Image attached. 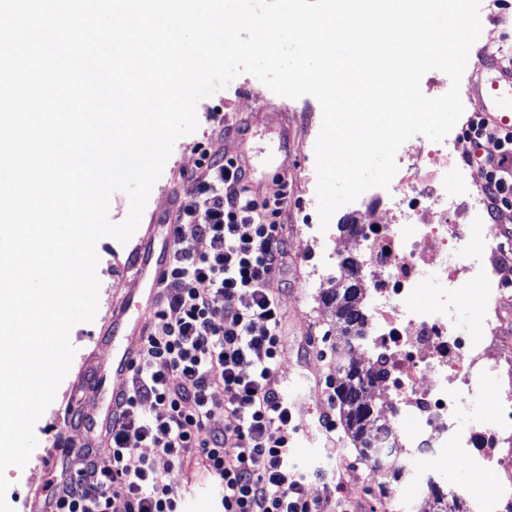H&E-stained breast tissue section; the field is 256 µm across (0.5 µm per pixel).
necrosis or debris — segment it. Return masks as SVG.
<instances>
[{
    "label": "necrosis or debris",
    "instance_id": "obj_1",
    "mask_svg": "<svg viewBox=\"0 0 512 512\" xmlns=\"http://www.w3.org/2000/svg\"><path fill=\"white\" fill-rule=\"evenodd\" d=\"M461 153L456 138L411 137L388 190L364 192L341 218L365 288V338L348 356L361 369L386 370L387 442L417 459L387 512H414L435 492L448 512H512V241L489 223L483 193L459 185ZM461 308L472 314L465 331ZM488 378L496 383L488 412L462 426ZM448 446L493 494L447 482L440 452Z\"/></svg>",
    "mask_w": 512,
    "mask_h": 512
}]
</instances>
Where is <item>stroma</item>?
<instances>
[{"label": "stroma", "instance_id": "35a3bbf8", "mask_svg": "<svg viewBox=\"0 0 512 512\" xmlns=\"http://www.w3.org/2000/svg\"><path fill=\"white\" fill-rule=\"evenodd\" d=\"M271 95L255 76L243 73L201 100L197 105L198 128L175 142L135 233L124 244L111 237L98 241V311L92 322L77 324L70 331L76 353L54 401L35 425L37 445L27 465L6 472L10 482L6 501L14 512H40L39 495L49 479L41 468L42 457L56 455L61 443L80 444L86 439L79 421H66L65 415L83 382L110 368L112 339L104 335L103 329L121 308L130 287L125 276L129 256L146 234L163 242V224L169 211L165 192L174 190L181 198L193 194L194 186L182 170L201 144L215 155L236 158L248 173L258 198L274 196L281 180L289 182L281 228L288 251V270L280 293L285 314V358L277 379L303 404L292 459L301 467L324 471V479L311 481L306 488L310 497L319 500L321 512H379V501L385 499L395 482L391 473L373 472L359 459L339 422V410L328 397L327 383L335 375L342 352L337 348L338 338L327 333L333 309L320 301L317 289L307 282L308 271L325 257L298 234L300 225L318 218L316 207L309 204L307 188L317 178L315 143L322 124L321 106L315 98L303 96L284 97L279 105L257 108V98ZM215 111L223 112L224 122L230 127L228 134H215L209 118ZM326 414L336 422L329 433L319 424Z\"/></svg>", "mask_w": 512, "mask_h": 512}]
</instances>
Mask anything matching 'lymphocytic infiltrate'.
Masks as SVG:
<instances>
[{"label": "lymphocytic infiltrate", "instance_id": "obj_1", "mask_svg": "<svg viewBox=\"0 0 512 512\" xmlns=\"http://www.w3.org/2000/svg\"><path fill=\"white\" fill-rule=\"evenodd\" d=\"M463 133L478 152L491 212L511 213L512 134L478 116ZM183 174L196 192L176 206L160 308L112 415L110 464L98 466L90 442L62 449L80 466L69 476L55 468L42 495L47 512H113L118 501L123 512H186L172 470L191 459L217 490L215 512H319L306 492L314 472L291 461L301 407L276 379L288 194L257 200L236 159L201 150ZM200 240L206 249L197 248ZM221 412L234 424L212 427ZM141 444L167 459V471L147 457L130 466Z\"/></svg>", "mask_w": 512, "mask_h": 512}]
</instances>
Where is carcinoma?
Wrapping results in <instances>:
<instances>
[{
  "mask_svg": "<svg viewBox=\"0 0 512 512\" xmlns=\"http://www.w3.org/2000/svg\"><path fill=\"white\" fill-rule=\"evenodd\" d=\"M321 298L334 306V332L347 348L363 336V289L354 278L332 282L321 292ZM381 372H363L351 361L342 359L336 368V392L346 430L361 459L377 467H385L399 454L397 448H384L381 438L388 427L381 420L376 404L367 397L369 383Z\"/></svg>",
  "mask_w": 512,
  "mask_h": 512,
  "instance_id": "obj_1",
  "label": "carcinoma"
}]
</instances>
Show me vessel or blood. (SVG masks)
Here are the masks:
<instances>
[{
  "label": "vessel or blood",
  "mask_w": 512,
  "mask_h": 512,
  "mask_svg": "<svg viewBox=\"0 0 512 512\" xmlns=\"http://www.w3.org/2000/svg\"><path fill=\"white\" fill-rule=\"evenodd\" d=\"M470 96L476 112L497 129L512 132V62L505 64L494 60L479 63L471 81ZM168 251H155L151 245H140L139 260L130 268L133 282L150 284L151 297H158L168 269ZM123 316H116L110 328L112 334V381L113 396H121L127 387L130 373L137 362L135 348L123 345Z\"/></svg>",
  "instance_id": "obj_1"
}]
</instances>
